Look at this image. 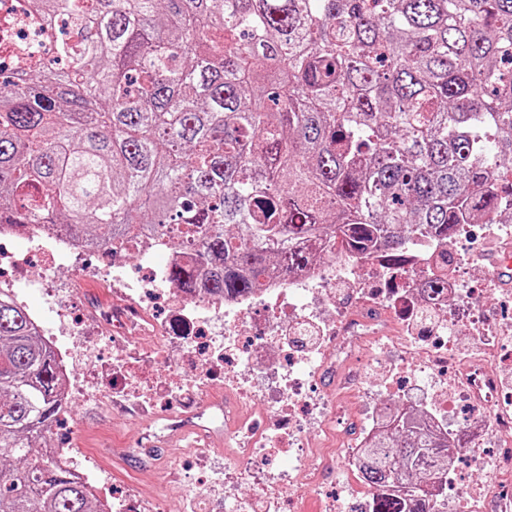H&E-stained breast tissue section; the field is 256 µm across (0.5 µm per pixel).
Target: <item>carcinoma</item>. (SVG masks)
Here are the masks:
<instances>
[{"label": "carcinoma", "mask_w": 512, "mask_h": 512, "mask_svg": "<svg viewBox=\"0 0 512 512\" xmlns=\"http://www.w3.org/2000/svg\"><path fill=\"white\" fill-rule=\"evenodd\" d=\"M48 60L0 67V224L192 255L251 291L310 239L394 261L512 220V0H28ZM52 350L0 294V512H104L53 451ZM458 447L398 409L364 449V512H435Z\"/></svg>", "instance_id": "cac0c4a2"}]
</instances>
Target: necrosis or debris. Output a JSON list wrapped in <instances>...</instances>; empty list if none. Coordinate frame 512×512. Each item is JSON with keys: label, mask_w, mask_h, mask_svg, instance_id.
<instances>
[{"label": "necrosis or debris", "mask_w": 512, "mask_h": 512, "mask_svg": "<svg viewBox=\"0 0 512 512\" xmlns=\"http://www.w3.org/2000/svg\"><path fill=\"white\" fill-rule=\"evenodd\" d=\"M51 47L53 41L25 11V0H0V59L11 68L22 64L25 44ZM461 236L473 246L456 254L447 285L429 290L424 272L444 251V244L427 241L398 265L381 251L363 255L343 243L333 245L329 261L313 262L297 276L272 273L259 288L224 299L188 296L170 283L173 254L158 256L148 238L131 243L129 252L141 261L144 276L130 278L122 264L106 262L100 277L122 301L121 308L95 312L101 331L122 332L126 342L146 349L165 362L178 349V380L138 382L122 352L101 356L97 348L71 347L68 337L80 327L68 311L72 289L53 284L55 269L84 270L87 248L44 224L24 231L0 226V268L11 270L0 289L22 301L24 289H43L56 314L55 327L39 315L31 321L50 345L66 376L63 408L78 402L104 367L112 369L115 393L147 401L178 400L181 406L202 405L213 384L235 387L240 409H225L224 438L235 445L237 466L225 472L231 492L224 495V512H247L241 484L268 486L280 512H302L305 494L319 490V469L311 460L307 431L323 419L338 415L334 399L316 388L310 363L320 371L338 373L348 364L364 361L373 345H387L399 353V376L390 389L398 397L418 402L433 426L447 429L462 424L473 436L467 448L452 459L447 496L439 497L438 512H512V319L502 321L467 304L466 285L478 265V243L496 236L512 252V223L464 224ZM20 237L38 244L43 263L32 271L24 257L5 249ZM346 284L358 313L346 311L336 288ZM434 313L431 324L415 335L396 337L393 322L411 325L421 311ZM471 342L476 353L463 358L457 342ZM383 410L372 393L358 399L359 425L345 440L346 463L356 468L365 442L377 429ZM495 447L494 484L459 480V465L482 463L488 447Z\"/></svg>", "instance_id": "obj_1"}]
</instances>
